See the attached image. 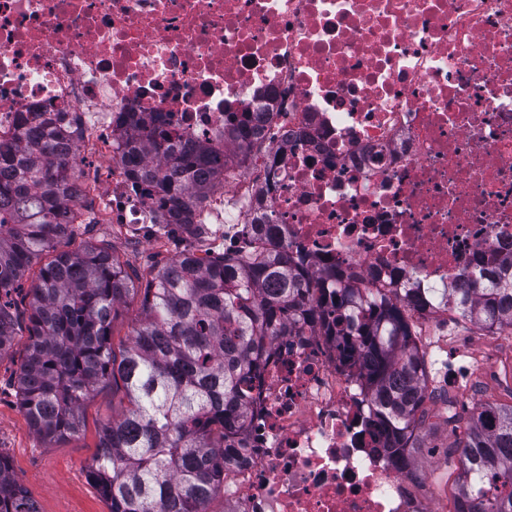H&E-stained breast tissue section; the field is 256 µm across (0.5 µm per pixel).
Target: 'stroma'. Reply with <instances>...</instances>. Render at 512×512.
I'll return each mask as SVG.
<instances>
[{
    "label": "stroma",
    "instance_id": "obj_1",
    "mask_svg": "<svg viewBox=\"0 0 512 512\" xmlns=\"http://www.w3.org/2000/svg\"><path fill=\"white\" fill-rule=\"evenodd\" d=\"M89 244L113 251L133 279L181 251L205 256L219 250L204 236L176 227L157 235L147 224H83L74 238L62 241L58 248L74 252ZM15 300L19 324L11 348L0 355V453L9 457L17 481L40 512H110L107 499L88 476V466L97 451L101 426L120 414L127 401L113 392L111 384H104L85 401L76 436L56 443L39 438L26 423L16 391L28 344L29 296L21 291ZM434 332L447 335L448 347L442 354L426 357L429 386L443 391L446 398L425 405L423 490L427 493L437 487L455 488L458 444L476 403L512 402V337L507 332L488 333L454 315L447 325L435 326Z\"/></svg>",
    "mask_w": 512,
    "mask_h": 512
}]
</instances>
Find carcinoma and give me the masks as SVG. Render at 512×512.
<instances>
[{"mask_svg": "<svg viewBox=\"0 0 512 512\" xmlns=\"http://www.w3.org/2000/svg\"><path fill=\"white\" fill-rule=\"evenodd\" d=\"M22 124L16 145L0 146V353L15 336L11 295L37 264L17 394L31 429L59 442L80 431L91 393L109 380L123 390L127 406L102 426L88 466L110 512H212L267 348L299 323L356 353L386 449L399 464L418 463L429 374L406 306L423 311L427 299L415 290L403 300L364 292L334 271L324 280L293 264L286 245L255 247L257 225L245 224L239 245L222 254L185 250L148 267L140 319L117 354L112 325L138 289L103 247L57 250L74 230L65 214L82 199L66 162L79 129L57 130L49 112H31ZM229 135L248 157L252 130ZM122 139L129 174L152 187L159 225L195 224L215 169L206 148L178 147L167 129L134 118ZM443 299L448 312L487 332L512 329V258L475 269ZM459 448L453 512H512V404H476ZM487 474L491 491L482 486ZM0 512H39L1 453Z\"/></svg>", "mask_w": 512, "mask_h": 512, "instance_id": "cac0c4a2", "label": "carcinoma"}]
</instances>
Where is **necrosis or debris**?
I'll return each mask as SVG.
<instances>
[{"label": "necrosis or debris", "mask_w": 512, "mask_h": 512, "mask_svg": "<svg viewBox=\"0 0 512 512\" xmlns=\"http://www.w3.org/2000/svg\"><path fill=\"white\" fill-rule=\"evenodd\" d=\"M35 109L79 115L105 224L153 221L133 115L218 157L200 221L225 242L265 213L299 265L426 294L512 258V0H0V143ZM236 116L274 135L242 164ZM342 357L318 328L273 342L224 512H447Z\"/></svg>", "instance_id": "necrosis-or-debris-1"}]
</instances>
